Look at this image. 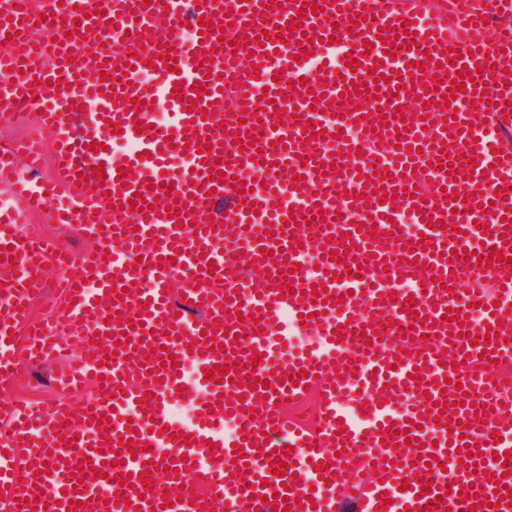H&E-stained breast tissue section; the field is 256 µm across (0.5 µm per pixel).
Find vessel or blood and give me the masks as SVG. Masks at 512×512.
Masks as SVG:
<instances>
[{
    "instance_id": "obj_1",
    "label": "vessel or blood",
    "mask_w": 512,
    "mask_h": 512,
    "mask_svg": "<svg viewBox=\"0 0 512 512\" xmlns=\"http://www.w3.org/2000/svg\"><path fill=\"white\" fill-rule=\"evenodd\" d=\"M3 74L56 175H14L40 136L0 146V512H512V0H0ZM44 210L92 246L29 235ZM76 346L43 423L5 398ZM312 390L307 430L280 408ZM56 290L57 288H55L54 276L53 273H51L47 281L43 297L37 300L34 304L33 311L35 316H46L60 307Z\"/></svg>"
}]
</instances>
